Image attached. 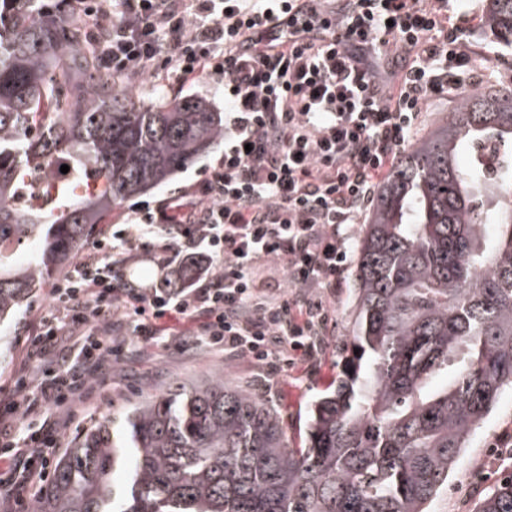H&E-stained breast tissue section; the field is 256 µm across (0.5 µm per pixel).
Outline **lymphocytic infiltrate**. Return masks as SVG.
I'll return each mask as SVG.
<instances>
[{"instance_id": "lymphocytic-infiltrate-1", "label": "lymphocytic infiltrate", "mask_w": 512, "mask_h": 512, "mask_svg": "<svg viewBox=\"0 0 512 512\" xmlns=\"http://www.w3.org/2000/svg\"><path fill=\"white\" fill-rule=\"evenodd\" d=\"M76 12L101 71L138 75L159 61L181 82L223 84L224 155L191 191L133 212L86 253L26 330L14 396L0 400V417L39 421L22 437L0 432L19 502L48 477L52 449L94 395L91 375L122 357L115 322L152 341L146 313L186 317L193 339L230 354L312 357L329 320L314 291L337 287L348 261L341 226L361 222L423 107L476 66L448 0H77ZM283 18L287 31L262 43L259 29ZM138 245L172 271L189 250L204 265L179 290L120 287ZM263 261L284 263L287 288L258 276Z\"/></svg>"}]
</instances>
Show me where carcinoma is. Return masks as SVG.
<instances>
[{
    "label": "carcinoma",
    "mask_w": 512,
    "mask_h": 512,
    "mask_svg": "<svg viewBox=\"0 0 512 512\" xmlns=\"http://www.w3.org/2000/svg\"><path fill=\"white\" fill-rule=\"evenodd\" d=\"M0 29V319L127 199L224 139L199 96L146 103L91 61L78 23L14 0ZM512 48V0H485ZM512 152V81L457 94L398 159L358 241L352 347L294 448L275 409L216 374L104 419L60 458L32 512H426L470 435L512 388V207L484 209L478 149ZM69 171L57 175L58 162ZM496 224L495 242L482 233ZM40 244L27 264L5 251ZM188 260L163 288H182ZM451 374L450 384L431 388ZM127 470L123 486L112 472ZM473 512H512V481Z\"/></svg>",
    "instance_id": "obj_1"
}]
</instances>
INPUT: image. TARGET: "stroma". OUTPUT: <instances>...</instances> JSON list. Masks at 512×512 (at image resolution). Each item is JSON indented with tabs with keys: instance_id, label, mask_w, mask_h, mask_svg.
<instances>
[{
	"instance_id": "1",
	"label": "stroma",
	"mask_w": 512,
	"mask_h": 512,
	"mask_svg": "<svg viewBox=\"0 0 512 512\" xmlns=\"http://www.w3.org/2000/svg\"><path fill=\"white\" fill-rule=\"evenodd\" d=\"M465 39L479 64L493 66L495 83L512 80V49L497 44L480 25L470 27ZM115 84L147 102L154 101L157 92L162 91L171 97L194 94L210 100L216 108L224 106L223 85L208 81L184 84L172 70L160 66L146 75L116 77ZM223 154V145H216L173 180L148 194L126 200L113 210L109 222L124 223L132 211L154 206L170 193L202 180ZM361 230L358 224L347 227L349 260L339 288H325L320 292L332 324L315 358L273 370L248 356L227 355L201 344L188 342L166 347L158 340L145 342L135 338L128 325L119 324L114 326L113 333L129 339V348L122 360L94 374L92 381L97 400L83 427L91 428L106 417L121 419L124 412L145 395L159 394L173 384L220 373L226 381L254 391L273 405L288 430L292 445H300L311 404L334 384L345 357L352 350V292ZM50 288V283H43L25 305L0 322L2 399H9L14 390L15 369L24 356L23 330L27 324L39 320L46 310ZM509 446H512V389L505 390L493 412L472 437L448 482L447 491L434 498L430 512H472L481 493L512 476V461L501 456L502 450Z\"/></svg>"
}]
</instances>
